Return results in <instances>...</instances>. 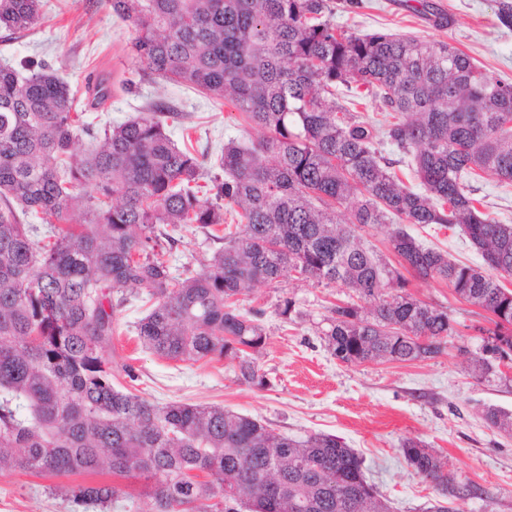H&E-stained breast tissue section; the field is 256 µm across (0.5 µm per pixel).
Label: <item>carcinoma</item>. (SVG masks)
I'll list each match as a JSON object with an SVG mask.
<instances>
[{"label":"carcinoma","mask_w":512,"mask_h":512,"mask_svg":"<svg viewBox=\"0 0 512 512\" xmlns=\"http://www.w3.org/2000/svg\"><path fill=\"white\" fill-rule=\"evenodd\" d=\"M131 30L140 70L230 100L257 141L224 144L201 200L194 148L167 119L142 112L94 136L76 97L44 61L0 66V474L100 476L66 488L77 505L147 500L148 512H389L363 461L341 438L278 434L221 405L151 403L112 383L105 356L127 292L152 301L135 331L173 361L237 362L238 379L266 388L256 354L267 344L238 302L285 272L374 301L368 314L336 304L322 336L345 363L412 362L443 353L448 313L407 291L405 273L442 281L490 315L492 343L512 352V224L466 189L478 173L512 183V82L457 47L418 37L350 32L327 0H109ZM41 0H0V29L25 34ZM344 87L377 100L395 121L376 129L336 102ZM95 137L82 157L78 133ZM409 160L403 185L383 146ZM354 199L346 222L336 207ZM239 208L236 232L219 235ZM29 213L41 223L26 224ZM393 224L392 263L356 229ZM407 224L459 226L487 270L427 247ZM203 229L222 246L205 269L175 276L161 239ZM512 431V413L491 409ZM407 464L433 484L431 512H458L468 495L440 455L409 438ZM143 482L134 494L123 480Z\"/></svg>","instance_id":"1"}]
</instances>
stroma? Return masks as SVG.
Returning <instances> with one entry per match:
<instances>
[{
	"label": "stroma",
	"instance_id": "1",
	"mask_svg": "<svg viewBox=\"0 0 512 512\" xmlns=\"http://www.w3.org/2000/svg\"><path fill=\"white\" fill-rule=\"evenodd\" d=\"M413 0H333L331 19L357 32L377 30L412 34L430 42L453 44L491 76L512 82V28L497 20L499 0H427L425 13ZM44 20L32 34L11 36L0 30V64L25 59L57 68L77 92L83 119L94 129L116 125L155 105L183 113L169 124L177 144H192L203 163L202 186H209L213 162L228 139H257L230 101L216 102L193 87L142 77L131 60L128 27L108 0H42ZM109 77L111 95L103 106L91 104L89 88ZM485 211L512 224V185L486 176L470 184ZM418 241L446 251L450 260L480 267L483 261L460 227L411 224ZM166 258L173 274L198 273L217 244L202 231L176 232ZM410 293L447 311L453 332L439 356L399 363H345L321 335L332 305L350 302L347 289L286 274L280 282L258 285L240 303L259 312L267 344L257 363L270 382L257 389L242 384L234 362L204 358L171 361L139 346L134 326L144 316L132 298L116 312V331L108 352L116 363L133 366V376L114 381L142 398L165 404H218L261 420L275 432L294 437L313 433L342 438L365 459L366 475L391 512H426L438 497L432 484L410 468L402 453L414 438L434 449L456 481L471 494L456 501L459 512H512V432L490 425L491 408L512 411V375L479 377L476 361L487 358L484 311L459 299L446 283L411 279ZM296 314L280 313L284 298ZM57 477L0 474V512H99L56 493Z\"/></svg>",
	"mask_w": 512,
	"mask_h": 512
}]
</instances>
